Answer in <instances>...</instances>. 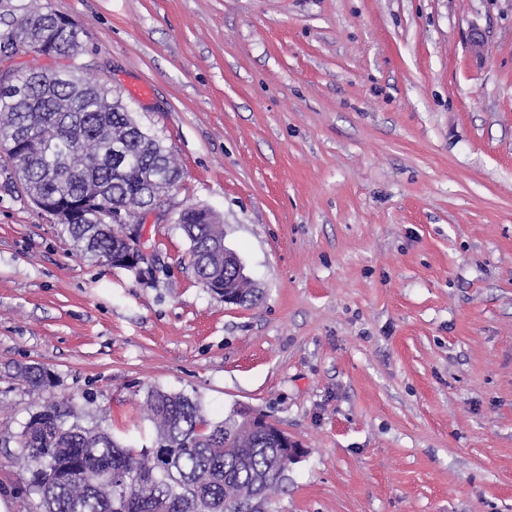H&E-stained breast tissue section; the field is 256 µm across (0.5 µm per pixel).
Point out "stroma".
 <instances>
[{"mask_svg": "<svg viewBox=\"0 0 512 512\" xmlns=\"http://www.w3.org/2000/svg\"><path fill=\"white\" fill-rule=\"evenodd\" d=\"M41 2L183 178L139 278L77 254L0 157L8 512H41L17 465L39 403L149 447L150 387L301 444L269 512H512V0ZM189 206L219 216L255 305L197 281Z\"/></svg>", "mask_w": 512, "mask_h": 512, "instance_id": "stroma-1", "label": "stroma"}]
</instances>
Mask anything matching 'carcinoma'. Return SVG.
Segmentation results:
<instances>
[{
  "mask_svg": "<svg viewBox=\"0 0 512 512\" xmlns=\"http://www.w3.org/2000/svg\"><path fill=\"white\" fill-rule=\"evenodd\" d=\"M35 18L53 30L54 45L77 42V34L55 27L54 12L28 3L18 6L10 25L40 40L44 28L30 25ZM17 82L19 94L0 89V134L25 140V192L52 196L95 182L133 211L182 178L171 149L137 124L120 96L101 97L100 83L82 68L48 81L32 67ZM60 155L78 178L49 174ZM89 159L101 164L88 167ZM180 228L190 242L191 266L204 261L209 275L224 279L218 225L188 208ZM63 229L81 256L99 263L118 250L122 225L88 220ZM18 374L35 390L49 382L40 366H23ZM142 408L156 431L150 448L124 445L108 428L83 426L76 405L40 406L18 436V460L31 474L28 487L42 512H258L285 480L286 455L257 435L238 432L242 419L211 421L197 398L155 387L144 392Z\"/></svg>",
  "mask_w": 512,
  "mask_h": 512,
  "instance_id": "obj_1",
  "label": "carcinoma"
}]
</instances>
